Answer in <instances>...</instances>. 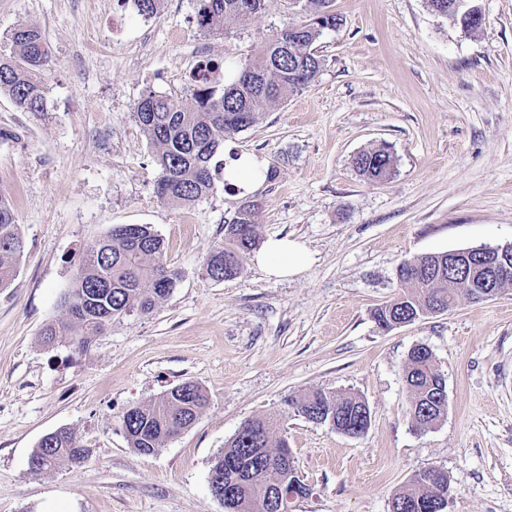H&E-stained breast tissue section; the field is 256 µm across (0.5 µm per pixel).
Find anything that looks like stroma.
Segmentation results:
<instances>
[{"label": "stroma", "instance_id": "35a3bbf8", "mask_svg": "<svg viewBox=\"0 0 512 512\" xmlns=\"http://www.w3.org/2000/svg\"><path fill=\"white\" fill-rule=\"evenodd\" d=\"M475 3L483 24L467 32L426 0H333L343 23L315 44L316 80L224 142L277 170L251 195L259 241L298 240L313 262L276 280L249 254L216 281L204 266L242 198L219 178L193 206L161 200L133 107L148 89L183 97L201 59L230 76L305 12L267 0L247 29L212 35L194 0H164L152 16L130 0H0V40L35 25L52 53L46 114L0 95V195L26 243L0 288V512H224L211 462L245 420L274 412L309 488L290 512H390L430 467L448 474V512H512V288L390 331L373 318L397 295L403 260L512 243V0ZM382 143L395 172L374 185L352 159ZM118 224L162 236L176 287L87 349L45 345L43 329L68 318L84 252ZM420 344L448 390L447 417L426 430L412 424L405 382ZM188 380L209 398L197 421L153 454L130 448L124 412ZM316 388L361 397L367 433L287 409ZM59 429L88 459L30 470Z\"/></svg>", "mask_w": 512, "mask_h": 512}]
</instances>
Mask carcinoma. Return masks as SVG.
Returning a JSON list of instances; mask_svg holds the SVG:
<instances>
[{
    "mask_svg": "<svg viewBox=\"0 0 512 512\" xmlns=\"http://www.w3.org/2000/svg\"><path fill=\"white\" fill-rule=\"evenodd\" d=\"M332 0H306L307 19L287 25L263 42L253 59L243 63L228 84L213 79L220 66L210 61L192 74L187 96L182 99L144 94L134 105L136 122L154 146L162 170L157 194L182 206L206 198L224 171L217 156L224 138L255 125L261 116L289 94L309 86L321 69L315 42L326 30L342 25L330 9ZM454 0H427L431 12L451 19L464 30L472 27L462 12H451ZM266 8V0H195V18L205 31L221 33L226 25L248 27ZM7 51L0 50V93H5L21 112L48 111L43 72L51 51L42 31L34 26L14 28L7 37ZM358 173L372 184L386 182L394 173V156L388 144L358 153L353 160ZM255 204L239 206L224 225V244L205 265L214 280L234 277L243 257L258 245ZM11 202L0 195V288L16 274L24 254ZM164 240L148 225L120 224L88 249L66 297L69 320L49 325L43 332L48 344L71 342L86 348L90 337L102 332L113 318L134 310L147 312L176 287L179 274L163 260ZM485 272L477 266L463 280L448 268V253L418 255L397 270L400 292L376 309L374 319L383 330L394 324L415 321L461 298L479 300ZM405 381L412 397L411 419L419 429L442 422L448 413L446 381L435 358L425 346L414 347L408 356ZM208 402L202 388L187 381L158 400L132 406L123 415L129 446L151 454L171 437L190 428ZM287 405L306 413L316 423H327L338 432L361 436L371 424V410L358 396L325 389L303 392ZM277 415L244 422L224 451L214 459L210 475L224 487L225 512H268V491L285 484L297 496L307 485L290 472L283 459L287 441L273 439ZM32 457L34 471L55 468L62 462L80 463L87 454L70 430H60L51 440L39 442ZM448 475L439 468L414 475L392 498L393 512H438L436 504L448 498Z\"/></svg>",
    "mask_w": 512,
    "mask_h": 512,
    "instance_id": "1",
    "label": "carcinoma"
}]
</instances>
